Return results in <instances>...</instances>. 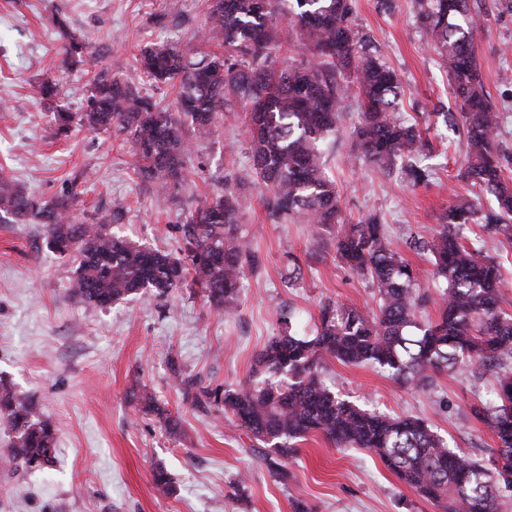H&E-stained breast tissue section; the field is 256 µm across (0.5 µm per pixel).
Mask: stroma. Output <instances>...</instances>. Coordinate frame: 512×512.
Instances as JSON below:
<instances>
[{
  "mask_svg": "<svg viewBox=\"0 0 512 512\" xmlns=\"http://www.w3.org/2000/svg\"><path fill=\"white\" fill-rule=\"evenodd\" d=\"M352 5L356 24L401 81L403 116L418 120L457 111L439 58L418 30L413 0ZM470 8L481 19L477 64L491 103L504 115L498 140L512 153V0H470ZM54 13L66 18L112 75L173 111L175 87L150 81L136 70L135 57L166 40L184 56H196L201 0H0V100L6 102L0 107V175L45 199L76 192L82 219L123 198L127 210L117 232L178 252L179 212L156 207L120 138L77 129L57 134L53 106L31 98V84L49 75L61 76L70 111H79L90 94L86 66L59 70L63 39L48 22ZM358 119L356 102H349L343 131L327 145L342 216L353 224L377 215L392 249L431 285L427 256L405 240L430 237L448 205L469 196L470 186L459 176L463 134L441 123L430 127L434 175L414 187L401 172L386 176L366 161H353L349 130ZM230 140L239 145L232 156L225 152ZM248 142L246 125L229 120L213 135L194 137L181 191L186 197L220 188L227 179L240 182L243 231L262 265L243 279L239 307L230 317L195 288L164 297L149 290L105 307L79 302L70 292L73 266L48 247L43 226L0 223V379L57 429L50 466L0 467V512H296L300 504L307 512H433L378 457L336 447L319 434L299 442L287 481H278L234 420L183 403L176 375L198 377L210 387L243 383L259 351L283 333L282 308L294 309L309 326L327 298L364 313L377 307L370 283L335 262L333 246H314L304 225L269 219L265 197L251 181ZM292 254L304 275L287 288L282 275ZM324 376L362 403L424 418L473 458H488L495 446L493 436L468 417L476 396L493 390L491 373L438 375L433 400L369 365L333 359ZM136 382L179 418L177 432L143 412L131 396ZM159 467L172 480L171 495L154 486Z\"/></svg>",
  "mask_w": 512,
  "mask_h": 512,
  "instance_id": "stroma-1",
  "label": "stroma"
}]
</instances>
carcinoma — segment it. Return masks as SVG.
<instances>
[{
  "mask_svg": "<svg viewBox=\"0 0 512 512\" xmlns=\"http://www.w3.org/2000/svg\"><path fill=\"white\" fill-rule=\"evenodd\" d=\"M200 41L204 49L187 58L169 42L141 50L140 69L158 84L179 79L178 112L140 94L106 67L94 69L91 93L79 112L56 106L57 130L71 124L94 132L123 135L135 157L134 172L154 191L159 206L181 204L179 190L188 174V134H209L224 125V115L240 113L250 131V156L257 185L266 193L271 214L308 225L311 239L332 235L336 260L371 282L378 311L364 314L340 301L319 306L312 336H303L293 312L280 315L284 334L257 354L249 378L236 389L202 385L196 376H178L184 402L202 413L222 410L260 448L268 471L288 478L284 462L311 433L339 448L366 450L405 485L440 512H504L512 491V313L501 307L506 284L499 264L469 241L468 226L512 245V158L505 157L495 131L502 113L491 104L475 57L478 29L469 0H415L416 18L427 44L440 56L459 107L429 112L463 132L466 143L462 179L479 190L459 198L440 217L428 239L410 238L433 267L438 298L422 286L418 270L391 248L385 226L372 214L338 231L341 209L336 182L324 156L326 142L341 128L342 103L350 96L360 106L352 130L358 149L378 171L395 167L413 186L430 181L424 164L429 142L417 123L396 116L401 83L376 56L361 28L353 23L351 0H206ZM66 36L63 63L76 67L93 56L65 19L50 18ZM288 28L289 48L280 32ZM309 51L314 61L293 62L290 50ZM33 98L58 99L61 85L48 77L32 86ZM492 194L498 210L485 212L480 194ZM70 192L49 200L26 193L0 176V219L44 225L48 244H67L74 258L71 290L84 303L106 306L147 290L164 296L196 286L217 310L237 309L241 281L260 265L242 232L244 214L229 186L193 196L178 226L182 245L174 256L136 244L111 232L109 223L126 210L120 200L112 215L84 223L75 215ZM303 267L288 255L283 283L291 288ZM438 307L434 321L421 312ZM372 364L394 382L432 394L436 377L472 368L491 372L496 400L478 399L470 417L496 439L489 458L477 460L422 418L365 408L334 391L323 379L325 360ZM143 410L165 414L146 387L133 386ZM0 421L14 434L8 457L29 468L54 460L56 429L36 416L34 406L0 379Z\"/></svg>",
  "mask_w": 512,
  "mask_h": 512,
  "instance_id": "1",
  "label": "carcinoma"
}]
</instances>
